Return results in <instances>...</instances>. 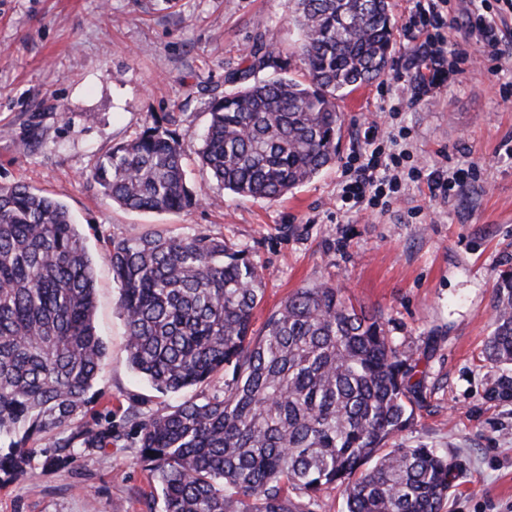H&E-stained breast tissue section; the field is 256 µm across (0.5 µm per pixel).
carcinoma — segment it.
I'll list each match as a JSON object with an SVG mask.
<instances>
[{
	"mask_svg": "<svg viewBox=\"0 0 512 512\" xmlns=\"http://www.w3.org/2000/svg\"><path fill=\"white\" fill-rule=\"evenodd\" d=\"M303 81L260 37L215 99L195 148L234 195L276 201L336 163L338 102L381 78L392 58L388 0H288ZM276 75L257 79L260 70ZM186 146L151 126L99 158L92 178L112 202L169 213L195 205ZM206 233L106 242L119 284L130 366L161 393L194 397L138 422L137 464L161 489V512H314L341 490L345 512H443L448 456L386 447L416 419L413 354L382 318L341 289L299 288L252 328L262 277ZM95 272L68 208L23 183L0 186V472L26 474L49 437L51 466L112 445V429L78 421L105 358ZM486 360L512 365V270L495 282ZM224 376V392L205 389Z\"/></svg>",
	"mask_w": 512,
	"mask_h": 512,
	"instance_id": "carcinoma-1",
	"label": "carcinoma"
}]
</instances>
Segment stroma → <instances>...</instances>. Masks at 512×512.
<instances>
[{
    "mask_svg": "<svg viewBox=\"0 0 512 512\" xmlns=\"http://www.w3.org/2000/svg\"><path fill=\"white\" fill-rule=\"evenodd\" d=\"M480 8L512 39L502 0H448L457 21L449 43L476 50L462 23ZM268 31L288 75L303 79L288 0H0V185L24 183L61 201L86 239L106 345L92 408L115 434L111 447L86 449L79 461L46 469L37 452L27 475L0 473V512H160L161 501L139 495L148 481L135 461L134 421L182 397L132 371L119 289L101 257L103 241L152 230L202 231L247 249L265 283L254 330L288 294L315 284L381 314L418 361L423 399L392 446L447 453L455 478L443 512H512V397L497 392L512 368L483 355L494 282L512 268V105L498 92L512 82V59L494 75L466 67L447 89L422 96V53L395 35L386 75L340 104L336 165L277 201L225 192L192 153L187 178L200 200L180 212L124 209L92 179L99 156L149 126L196 145L227 75ZM401 97L413 105L396 108ZM370 122L399 133L406 173L392 204L362 211L342 205L339 190ZM416 166L477 176L443 199L411 176Z\"/></svg>",
    "mask_w": 512,
    "mask_h": 512,
    "instance_id": "35a3bbf8",
    "label": "stroma"
}]
</instances>
